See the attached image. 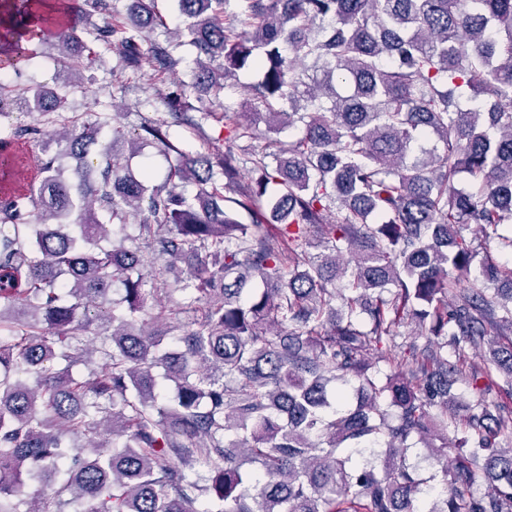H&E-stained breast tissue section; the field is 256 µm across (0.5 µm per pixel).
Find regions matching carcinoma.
Returning a JSON list of instances; mask_svg holds the SVG:
<instances>
[{
    "instance_id": "cac0c4a2",
    "label": "carcinoma",
    "mask_w": 512,
    "mask_h": 512,
    "mask_svg": "<svg viewBox=\"0 0 512 512\" xmlns=\"http://www.w3.org/2000/svg\"><path fill=\"white\" fill-rule=\"evenodd\" d=\"M110 2L0 0V117H36L0 126V179L41 142L37 178L0 201V512H512V417L448 421L451 379L512 378V342L469 364L512 333V267L483 250L512 251V0H176L172 29L127 0L125 21L79 20ZM185 43L197 94L254 74L216 159L172 141L214 117L187 102L132 138L64 111L96 48L121 91ZM35 47L61 63L51 85L18 83ZM146 145L169 159L157 185L128 165ZM178 261L172 337L148 303ZM92 307L104 368L77 379ZM409 323L428 340L382 372L371 353ZM420 442L440 490L409 461ZM480 461L491 488L466 494Z\"/></svg>"
}]
</instances>
